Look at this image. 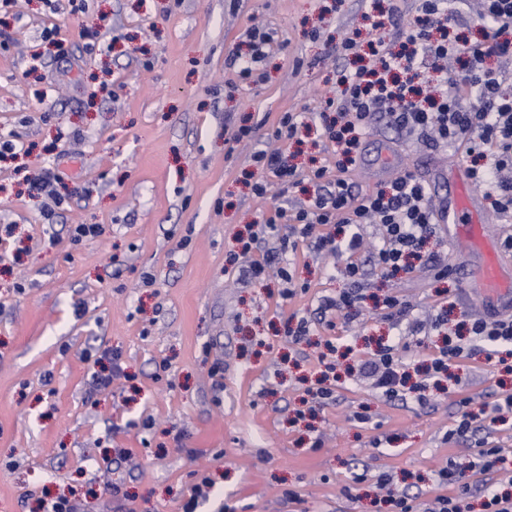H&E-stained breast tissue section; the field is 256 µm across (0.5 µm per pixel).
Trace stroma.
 <instances>
[{
  "label": "stroma",
  "instance_id": "1",
  "mask_svg": "<svg viewBox=\"0 0 512 512\" xmlns=\"http://www.w3.org/2000/svg\"><path fill=\"white\" fill-rule=\"evenodd\" d=\"M417 6L90 0L81 11L71 0H0V139L14 146L0 156V225L13 227L0 237V512H37L47 494L88 512H182L204 478L198 512H393L392 492L421 504L451 494L439 470L472 459L469 438L446 439L458 400L476 413L494 406L512 375L475 355L424 396L389 400L346 368L381 343L410 367L434 351V337L385 318L384 295L417 316L480 310L455 233L428 240L436 264L409 274L384 276L358 253L369 286L331 326L318 306L343 288L345 257L299 243L285 261L303 289L288 298L275 278L238 284L229 262L248 224L315 192L304 180L256 196V151H280L302 171L313 157L335 165L320 122L278 141L280 117L325 111L341 74ZM257 24L274 40L263 80H245L230 59ZM347 37L357 55L337 56ZM243 123L252 139L228 145ZM365 138L419 175L428 163H470L460 150L418 147L382 118ZM48 170L63 176L62 207L28 191ZM78 224L104 231L77 239ZM303 318L311 333L297 343L288 331ZM108 349L123 374L92 390V355ZM329 362L332 399L294 421ZM361 406L363 423L352 418Z\"/></svg>",
  "mask_w": 512,
  "mask_h": 512
}]
</instances>
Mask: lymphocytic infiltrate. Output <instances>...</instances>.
Masks as SVG:
<instances>
[{
	"label": "lymphocytic infiltrate",
	"instance_id": "1",
	"mask_svg": "<svg viewBox=\"0 0 512 512\" xmlns=\"http://www.w3.org/2000/svg\"><path fill=\"white\" fill-rule=\"evenodd\" d=\"M478 18L493 29L492 40L458 44L448 39V28L457 18L445 8L444 0H418L415 15L399 26L402 52L373 46L371 65L341 76L336 116L324 126V136L335 148L336 177L328 179L323 165L307 170V179L320 184V192L291 210H279L277 218H285L289 233L266 259L251 258L261 240L259 233L243 242L240 283H261L274 266L284 284V296H293L296 284L283 264L284 254L309 239L317 250L333 255L356 253L368 224L381 229L382 244L375 255L381 270L392 275L413 270L425 242L436 232L426 183L404 173L362 194L346 176L361 155L367 128L379 114L406 136L430 147H463L475 160L469 169L474 184L483 189L500 220H512V93L504 90L499 71L489 65L493 59L512 60V39L507 36L512 29V0H481ZM432 70L440 72L439 83L429 78ZM464 87L475 97V105L464 104L460 94ZM253 159L256 195H266L273 179L284 190L296 184L297 170L282 153L260 150ZM277 218L267 219L265 229H273ZM342 277L344 288L322 299L321 312L351 309L363 300L362 265L347 262ZM467 322V342L444 343L427 363V377L447 376L451 363L473 349H480L491 361L503 348L512 347V316L485 312L468 317ZM356 371L386 398L401 397L408 390L409 374L394 346H379L376 353L359 360Z\"/></svg>",
	"mask_w": 512,
	"mask_h": 512
}]
</instances>
